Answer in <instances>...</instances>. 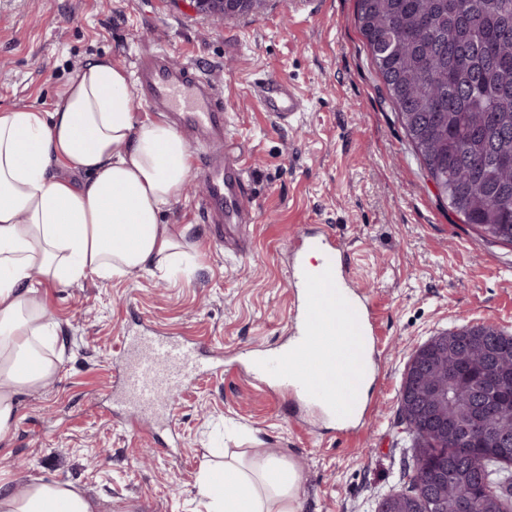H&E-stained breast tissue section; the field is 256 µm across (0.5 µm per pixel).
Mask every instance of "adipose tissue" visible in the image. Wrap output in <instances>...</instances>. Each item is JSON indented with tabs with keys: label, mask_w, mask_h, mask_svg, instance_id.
Instances as JSON below:
<instances>
[{
	"label": "adipose tissue",
	"mask_w": 512,
	"mask_h": 512,
	"mask_svg": "<svg viewBox=\"0 0 512 512\" xmlns=\"http://www.w3.org/2000/svg\"><path fill=\"white\" fill-rule=\"evenodd\" d=\"M58 166L80 180L58 176ZM191 169L184 136L166 121H137L127 74L105 57L81 66L52 111L0 108V440L21 396L61 363L40 344L48 329L36 280L66 286L168 271L182 243L162 215ZM25 360L34 371H20ZM230 470L220 498L201 475L206 512H297V477L282 460L266 456ZM0 512H98V505L71 485L40 479L20 493L0 475Z\"/></svg>",
	"instance_id": "ef3b65f1"
}]
</instances>
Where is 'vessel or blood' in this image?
Instances as JSON below:
<instances>
[{
    "label": "vessel or blood",
    "mask_w": 512,
    "mask_h": 512,
    "mask_svg": "<svg viewBox=\"0 0 512 512\" xmlns=\"http://www.w3.org/2000/svg\"><path fill=\"white\" fill-rule=\"evenodd\" d=\"M141 95L153 110L171 114L208 146L202 164L205 207L213 223L245 214L250 185L240 160L225 148L224 96L212 81L190 67L172 63L160 49L136 66ZM253 93L262 108L278 119L294 117L303 101L287 81L257 79ZM318 254L307 264V253ZM344 252L325 229L309 232L297 252L291 272L297 309L287 349L266 352L254 364L258 377L278 382L296 398L335 419L342 431L363 407L356 397L344 398L327 377L344 354L343 333L370 341L378 334L370 299L347 279ZM195 347L175 336H137L123 341L124 364L119 373L121 403L130 415L149 411L168 416L170 395L190 388L198 374Z\"/></svg>",
    "instance_id": "obj_1"
}]
</instances>
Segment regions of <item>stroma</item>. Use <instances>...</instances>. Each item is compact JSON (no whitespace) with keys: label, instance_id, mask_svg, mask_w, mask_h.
Instances as JSON below:
<instances>
[{"label":"stroma","instance_id":"1","mask_svg":"<svg viewBox=\"0 0 512 512\" xmlns=\"http://www.w3.org/2000/svg\"><path fill=\"white\" fill-rule=\"evenodd\" d=\"M161 47L223 92L224 130L251 183L249 221L208 223L196 164L190 191L163 216L184 235L183 271L39 286L62 363L22 396L0 473L19 491L38 478L73 484L101 512H205V467L220 490L225 463L275 455L298 475V512H374L412 487L416 445L399 398L416 346L468 323L512 332V245L437 198L371 63L357 0H264L228 18L190 0H0V107L52 110L87 59L130 73ZM261 76L287 80L303 112L282 123L264 112L250 94ZM316 225L343 241L381 331L371 411L347 436L250 367L289 340L287 269ZM146 328L204 344V373L172 398L170 418L132 427L114 417L112 395L124 337Z\"/></svg>","mask_w":512,"mask_h":512}]
</instances>
